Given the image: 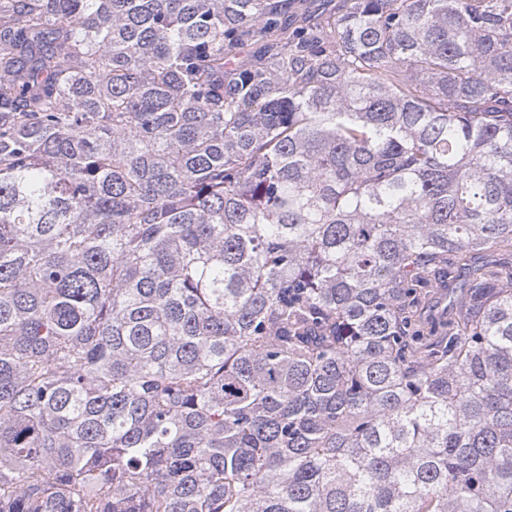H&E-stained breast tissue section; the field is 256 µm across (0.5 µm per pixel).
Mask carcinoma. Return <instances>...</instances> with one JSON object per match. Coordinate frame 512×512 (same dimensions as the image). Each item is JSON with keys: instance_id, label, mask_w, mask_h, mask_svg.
Instances as JSON below:
<instances>
[{"instance_id": "1", "label": "carcinoma", "mask_w": 512, "mask_h": 512, "mask_svg": "<svg viewBox=\"0 0 512 512\" xmlns=\"http://www.w3.org/2000/svg\"><path fill=\"white\" fill-rule=\"evenodd\" d=\"M504 257L512 0H0V512H512Z\"/></svg>"}]
</instances>
